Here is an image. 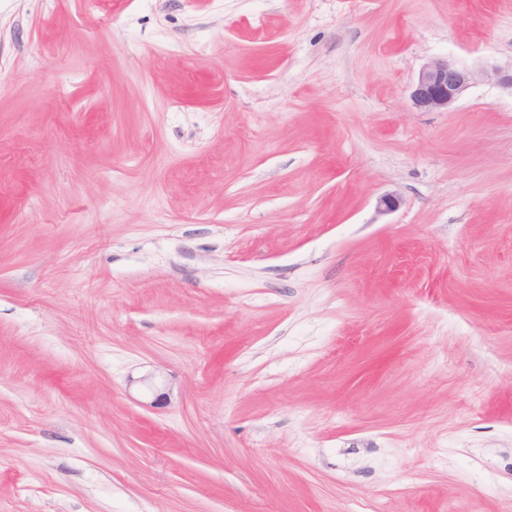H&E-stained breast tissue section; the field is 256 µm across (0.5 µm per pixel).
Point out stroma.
<instances>
[{"mask_svg":"<svg viewBox=\"0 0 512 512\" xmlns=\"http://www.w3.org/2000/svg\"><path fill=\"white\" fill-rule=\"evenodd\" d=\"M438 57L512 0H0V512H512V92ZM494 81L512 92L510 71L499 67L472 70L445 58L428 60L409 88V101L421 112H445L460 101L478 81Z\"/></svg>","mask_w":512,"mask_h":512,"instance_id":"1","label":"stroma"}]
</instances>
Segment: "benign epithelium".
<instances>
[{
  "mask_svg": "<svg viewBox=\"0 0 512 512\" xmlns=\"http://www.w3.org/2000/svg\"><path fill=\"white\" fill-rule=\"evenodd\" d=\"M481 80L512 90V70L484 67L477 71L450 63L445 58H432L420 68L411 84L409 101L421 112H446Z\"/></svg>",
  "mask_w": 512,
  "mask_h": 512,
  "instance_id": "7a95c632",
  "label": "benign epithelium"
}]
</instances>
